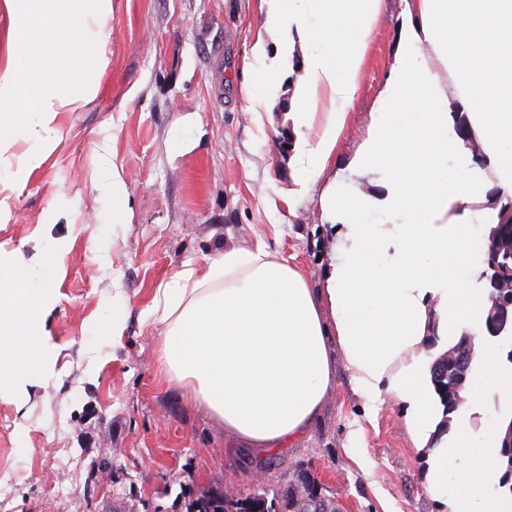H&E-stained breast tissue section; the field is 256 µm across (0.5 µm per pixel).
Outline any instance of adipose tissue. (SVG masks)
Returning a JSON list of instances; mask_svg holds the SVG:
<instances>
[{
    "label": "adipose tissue",
    "mask_w": 512,
    "mask_h": 512,
    "mask_svg": "<svg viewBox=\"0 0 512 512\" xmlns=\"http://www.w3.org/2000/svg\"><path fill=\"white\" fill-rule=\"evenodd\" d=\"M245 94L268 111L290 86L292 168L323 182L333 258L320 287L264 241L188 265L160 284L144 319L160 325L166 375L226 435L258 448L302 437L344 364L366 416L385 397L424 457L439 512H512L491 494L512 409V369L479 330L491 302L478 286L493 228L512 222V0H409L394 64L351 158L326 172L359 89L382 0H258ZM13 21L0 68V170L39 169L61 138L59 115L99 91L112 0H0ZM28 152L12 151L18 140ZM58 251L25 270L0 262V392L45 372L49 273ZM471 336L472 370L446 412L431 356ZM480 424H473V416Z\"/></svg>",
    "instance_id": "obj_1"
}]
</instances>
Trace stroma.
<instances>
[{
	"mask_svg": "<svg viewBox=\"0 0 512 512\" xmlns=\"http://www.w3.org/2000/svg\"><path fill=\"white\" fill-rule=\"evenodd\" d=\"M402 19V0H383L337 169L361 140ZM260 23L258 0H112L97 97L62 114L39 170L0 184V257L62 251L51 367L24 400L0 394V512H187L213 490L277 501L303 471L344 512H437L400 404L386 398L366 417L344 367L304 436L267 451L226 436L161 370L160 329L143 313L185 264L260 239L316 285L331 258L319 192L299 189L277 148L287 111L246 110ZM104 155L122 171L131 223L110 221ZM114 305L123 334L98 337Z\"/></svg>",
	"mask_w": 512,
	"mask_h": 512,
	"instance_id": "35a3bbf8",
	"label": "stroma"
}]
</instances>
